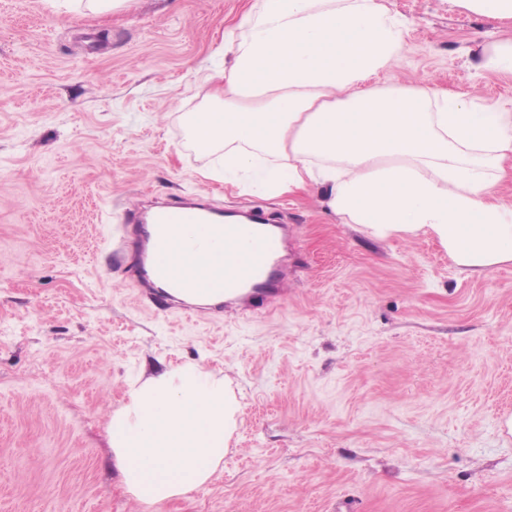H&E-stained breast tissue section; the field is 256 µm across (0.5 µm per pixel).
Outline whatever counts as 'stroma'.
I'll return each instance as SVG.
<instances>
[{
	"instance_id": "stroma-1",
	"label": "stroma",
	"mask_w": 512,
	"mask_h": 512,
	"mask_svg": "<svg viewBox=\"0 0 512 512\" xmlns=\"http://www.w3.org/2000/svg\"><path fill=\"white\" fill-rule=\"evenodd\" d=\"M0 0V512H144L108 443L115 409L187 363L236 401L228 451L156 512H512V262L378 238L317 191L209 178L224 31L255 0H122L68 22ZM405 54L372 78L512 104L485 69L512 26L454 0H387ZM199 196L293 230L286 300L186 318L137 297L112 246L126 201Z\"/></svg>"
}]
</instances>
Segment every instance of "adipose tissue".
<instances>
[{"label": "adipose tissue", "instance_id": "adipose-tissue-1", "mask_svg": "<svg viewBox=\"0 0 512 512\" xmlns=\"http://www.w3.org/2000/svg\"><path fill=\"white\" fill-rule=\"evenodd\" d=\"M384 0H257L225 42L216 109L193 117L200 151L220 146L225 179L269 195L325 188L329 207L374 235L425 233L467 269L512 262V109L414 85L373 88L405 50ZM235 407L197 366L149 377L113 412L119 481L158 505L203 486L226 452Z\"/></svg>", "mask_w": 512, "mask_h": 512}]
</instances>
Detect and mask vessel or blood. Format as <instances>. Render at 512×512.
Instances as JSON below:
<instances>
[{"label":"vessel or blood","mask_w":512,"mask_h":512,"mask_svg":"<svg viewBox=\"0 0 512 512\" xmlns=\"http://www.w3.org/2000/svg\"><path fill=\"white\" fill-rule=\"evenodd\" d=\"M128 222L117 247L128 261L131 280L140 297L176 302L188 313L227 309L244 313L256 301L288 290V230L270 224L263 214L228 224L222 209L200 203L168 202L153 210L140 203L129 208ZM185 250L223 273L197 276L175 273L169 262L174 237Z\"/></svg>","instance_id":"vessel-or-blood-1"}]
</instances>
